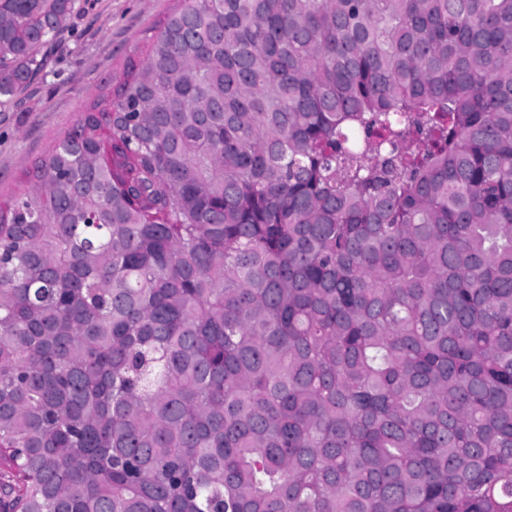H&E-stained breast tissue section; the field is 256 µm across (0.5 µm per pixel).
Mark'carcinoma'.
<instances>
[{
	"mask_svg": "<svg viewBox=\"0 0 512 512\" xmlns=\"http://www.w3.org/2000/svg\"><path fill=\"white\" fill-rule=\"evenodd\" d=\"M178 2L0 210L6 512H512V0Z\"/></svg>",
	"mask_w": 512,
	"mask_h": 512,
	"instance_id": "obj_1",
	"label": "carcinoma"
}]
</instances>
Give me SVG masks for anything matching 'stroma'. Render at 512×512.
Wrapping results in <instances>:
<instances>
[{"instance_id": "stroma-1", "label": "stroma", "mask_w": 512, "mask_h": 512, "mask_svg": "<svg viewBox=\"0 0 512 512\" xmlns=\"http://www.w3.org/2000/svg\"><path fill=\"white\" fill-rule=\"evenodd\" d=\"M174 0H76L72 17L43 47V72L0 99V204L34 184L33 169L100 94L113 90L129 61H142L153 27Z\"/></svg>"}]
</instances>
